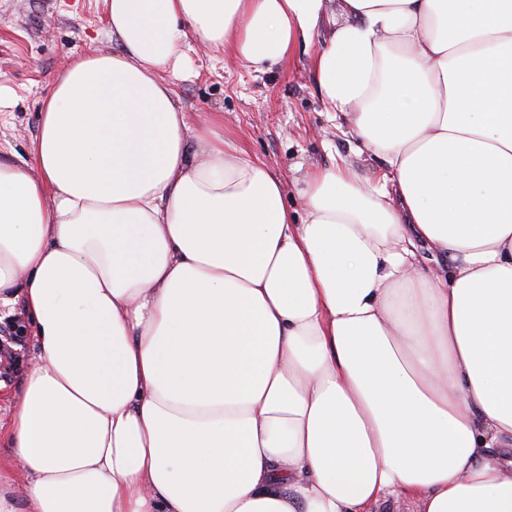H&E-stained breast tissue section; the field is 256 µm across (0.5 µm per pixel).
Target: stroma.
<instances>
[{
	"label": "stroma",
	"instance_id": "obj_1",
	"mask_svg": "<svg viewBox=\"0 0 512 512\" xmlns=\"http://www.w3.org/2000/svg\"><path fill=\"white\" fill-rule=\"evenodd\" d=\"M105 0H0V158H28L39 133L40 107L71 56L89 45L111 50ZM176 101L189 123L220 112L224 128L249 152L292 184L297 163L328 167L353 160L373 180L383 160L358 151L349 127L325 109L310 68L298 53L286 68L260 72L197 48L174 80ZM33 330L22 313L0 320V425L9 426L13 403L34 354Z\"/></svg>",
	"mask_w": 512,
	"mask_h": 512
}]
</instances>
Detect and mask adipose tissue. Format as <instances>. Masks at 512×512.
<instances>
[{"label": "adipose tissue", "mask_w": 512, "mask_h": 512, "mask_svg": "<svg viewBox=\"0 0 512 512\" xmlns=\"http://www.w3.org/2000/svg\"><path fill=\"white\" fill-rule=\"evenodd\" d=\"M107 2L121 51L72 58L0 162V308L37 348L0 512H512V0ZM193 44L313 47L388 183L303 169L295 215L179 111Z\"/></svg>", "instance_id": "ef3b65f1"}]
</instances>
